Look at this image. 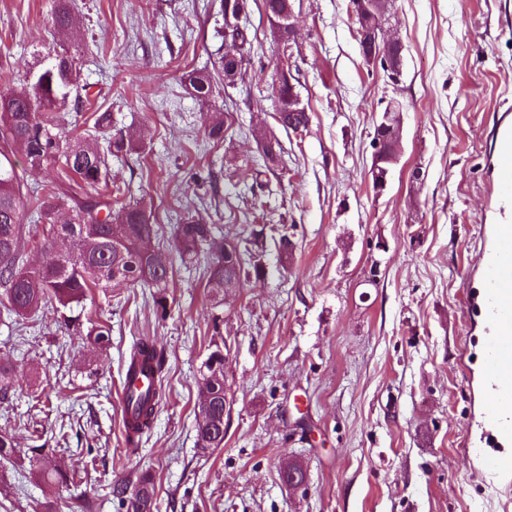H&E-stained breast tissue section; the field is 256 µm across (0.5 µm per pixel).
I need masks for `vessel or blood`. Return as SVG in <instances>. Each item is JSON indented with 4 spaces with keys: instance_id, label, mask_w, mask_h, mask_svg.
Here are the masks:
<instances>
[{
    "instance_id": "obj_1",
    "label": "vessel or blood",
    "mask_w": 512,
    "mask_h": 512,
    "mask_svg": "<svg viewBox=\"0 0 512 512\" xmlns=\"http://www.w3.org/2000/svg\"><path fill=\"white\" fill-rule=\"evenodd\" d=\"M500 159L497 185L504 198L512 197V126L497 133ZM494 249L485 273V307L493 328L485 339L490 366L502 357H512V224L493 225Z\"/></svg>"
}]
</instances>
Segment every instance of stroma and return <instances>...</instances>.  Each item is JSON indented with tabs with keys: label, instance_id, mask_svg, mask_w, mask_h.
<instances>
[{
	"label": "stroma",
	"instance_id": "obj_1",
	"mask_svg": "<svg viewBox=\"0 0 512 512\" xmlns=\"http://www.w3.org/2000/svg\"><path fill=\"white\" fill-rule=\"evenodd\" d=\"M55 0H0V93L49 63ZM221 0H72L61 46L79 56L92 103L68 112L73 134L97 112L132 128L137 150L108 176L144 200L172 262L165 317L149 288L93 290L82 318L111 313V343L61 327L54 305L19 317L0 304V361L14 386L0 432L25 448L63 440L59 469L81 470L93 512H126L109 487L151 477L159 512H512V481L482 415L492 407L482 270L496 128L512 114V0H391L390 35L404 47L398 84L364 59L350 0H293L295 38L282 51L262 0L241 20L254 53L224 96L232 128L206 135L209 107L186 80L221 82ZM311 122L275 120L281 55ZM404 106L402 152L373 189L371 141L388 99ZM276 136L283 166L262 168L258 133ZM261 204L265 237L290 225L295 250L268 251L264 280L218 300L207 253L181 262L172 239L185 213L228 238ZM223 318L221 336L212 331ZM142 340L162 349L163 398L138 447L126 444L122 389ZM222 348L230 414L224 445L196 446L202 364ZM291 462L305 485L283 483ZM74 490L44 480L27 456L0 460V512H80Z\"/></svg>",
	"mask_w": 512,
	"mask_h": 512
}]
</instances>
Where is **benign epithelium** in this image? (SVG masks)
I'll list each match as a JSON object with an SVG mask.
<instances>
[{"label": "benign epithelium", "mask_w": 512, "mask_h": 512, "mask_svg": "<svg viewBox=\"0 0 512 512\" xmlns=\"http://www.w3.org/2000/svg\"><path fill=\"white\" fill-rule=\"evenodd\" d=\"M384 0H356L354 13L357 17L358 39L367 48L366 60L371 63H383L391 81L398 80L402 73V57L399 39L387 34L385 29L386 15L383 8ZM241 63L237 55L230 51L224 54V81L232 82L240 74ZM388 136L377 142L372 156V168L375 172L376 187L386 186L389 167L398 160L395 139L403 132L402 117H397L385 124Z\"/></svg>", "instance_id": "obj_1"}]
</instances>
